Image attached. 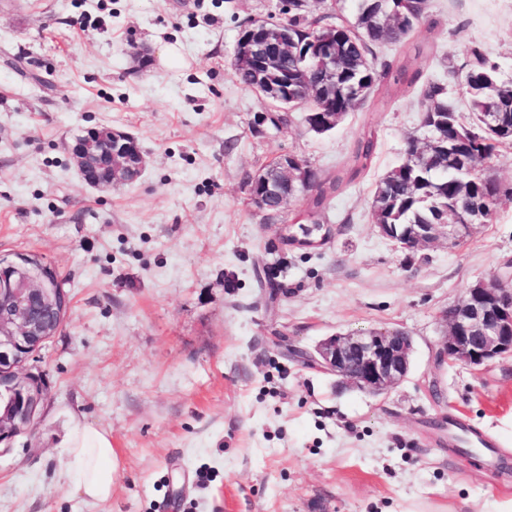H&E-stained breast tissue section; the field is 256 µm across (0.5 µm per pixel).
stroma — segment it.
<instances>
[{
    "label": "stroma",
    "instance_id": "35a3bbf8",
    "mask_svg": "<svg viewBox=\"0 0 512 512\" xmlns=\"http://www.w3.org/2000/svg\"><path fill=\"white\" fill-rule=\"evenodd\" d=\"M281 0H0V255L60 273L72 305L33 371L45 403L0 455V512H512V356L438 365L440 313L512 265V196L459 247L410 252L373 222L377 182L420 135L413 96H385L327 133L309 105L263 124L232 61L243 25ZM467 111L458 71L479 47L512 78V0H430L410 37ZM180 43L188 65L134 48ZM138 137L141 177L107 190L68 147L89 127ZM370 171L333 197L328 238L284 241L296 199L265 221L247 180L292 154L344 165L366 130ZM402 329L411 371L373 396L308 356L336 333ZM110 430L112 497L84 501L59 458L71 417ZM490 432L499 469L449 446V418Z\"/></svg>",
    "mask_w": 512,
    "mask_h": 512
}]
</instances>
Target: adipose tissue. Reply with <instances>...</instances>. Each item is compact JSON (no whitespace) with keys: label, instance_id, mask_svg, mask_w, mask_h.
<instances>
[{"label":"adipose tissue","instance_id":"1","mask_svg":"<svg viewBox=\"0 0 512 512\" xmlns=\"http://www.w3.org/2000/svg\"><path fill=\"white\" fill-rule=\"evenodd\" d=\"M61 459L74 477L76 493L84 501L102 503L112 496V434L71 419L61 443Z\"/></svg>","mask_w":512,"mask_h":512}]
</instances>
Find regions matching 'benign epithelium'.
I'll list each match as a JSON object with an SVG mask.
<instances>
[{
	"instance_id": "7a95c632",
	"label": "benign epithelium",
	"mask_w": 512,
	"mask_h": 512,
	"mask_svg": "<svg viewBox=\"0 0 512 512\" xmlns=\"http://www.w3.org/2000/svg\"><path fill=\"white\" fill-rule=\"evenodd\" d=\"M288 50L274 28L262 23L245 28L236 48L250 62L258 54L272 61L267 48ZM254 90L272 107L282 101L277 87L257 80ZM72 162L82 180L97 189L134 182L141 174L145 157L139 141L131 134L105 127L90 129L69 146ZM300 161L280 155L262 168L251 183L262 187L253 196L256 207L274 221L300 195L309 197L315 183L294 184ZM378 232L401 248L414 251L441 242L457 246L469 238L477 225L450 217L438 224H378ZM329 235L324 224H303L288 238L295 244L316 246ZM55 269L31 254L0 255V454L12 450L15 439L29 433L40 413L44 398L43 375L26 368L42 346L61 328L70 303L62 298L64 289L54 287ZM446 336L441 343L438 364L480 367L496 358L512 355V285H493L480 279L464 298L442 312ZM413 338L402 330H370L336 333L316 347L311 360L347 384L371 395H380L407 378L411 369Z\"/></svg>"
}]
</instances>
